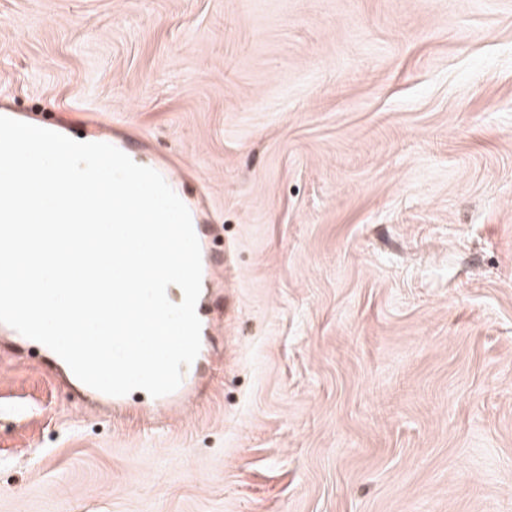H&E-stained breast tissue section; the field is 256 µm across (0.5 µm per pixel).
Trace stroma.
<instances>
[{
	"label": "stroma",
	"mask_w": 512,
	"mask_h": 512,
	"mask_svg": "<svg viewBox=\"0 0 512 512\" xmlns=\"http://www.w3.org/2000/svg\"><path fill=\"white\" fill-rule=\"evenodd\" d=\"M206 181L228 358L156 425L0 332V512H512V0H0V92Z\"/></svg>",
	"instance_id": "obj_1"
}]
</instances>
